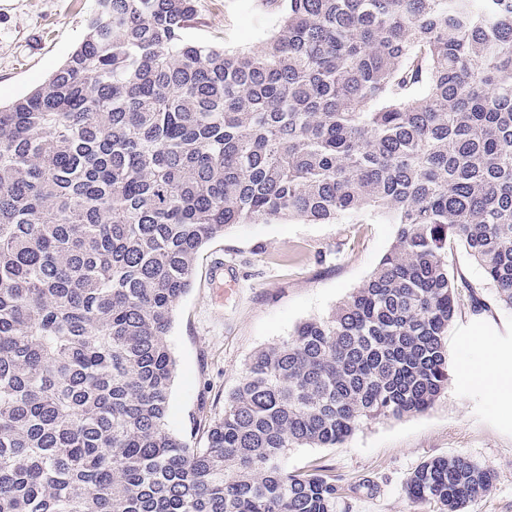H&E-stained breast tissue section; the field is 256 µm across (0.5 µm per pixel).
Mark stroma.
<instances>
[{"label":"stroma","mask_w":512,"mask_h":512,"mask_svg":"<svg viewBox=\"0 0 512 512\" xmlns=\"http://www.w3.org/2000/svg\"><path fill=\"white\" fill-rule=\"evenodd\" d=\"M94 0H0V103L44 81L74 51ZM192 39L252 51L273 33L279 11L268 0H197ZM396 225L369 217L356 224H238L200 252L193 284L178 303L168 344L176 360L166 424L190 446L205 443L251 355L328 315L376 268ZM235 287L215 282L216 260ZM453 262L477 292L461 299L448 329L447 390L429 411L364 423L333 448L289 449V470L329 466L346 489L349 512H436L413 505L403 486L425 459L454 454L490 467L489 493L466 512H512V394L495 395L467 377L464 362L482 347L512 370V309L497 303L483 268L462 245Z\"/></svg>","instance_id":"obj_1"}]
</instances>
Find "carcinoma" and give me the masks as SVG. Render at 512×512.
<instances>
[{
    "label": "carcinoma",
    "mask_w": 512,
    "mask_h": 512,
    "mask_svg": "<svg viewBox=\"0 0 512 512\" xmlns=\"http://www.w3.org/2000/svg\"><path fill=\"white\" fill-rule=\"evenodd\" d=\"M250 52L196 0H95L79 46L0 105V512H345L325 465L448 388L456 242L512 309V0H274ZM398 225L325 317L257 350L200 448L169 432L167 344L201 249L235 224ZM493 471L422 461L465 512Z\"/></svg>",
    "instance_id": "carcinoma-1"
}]
</instances>
